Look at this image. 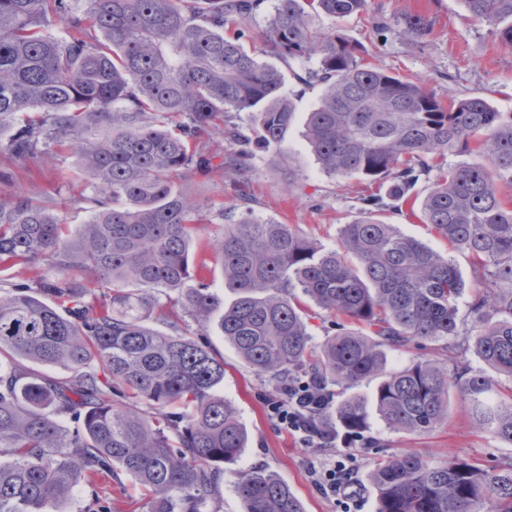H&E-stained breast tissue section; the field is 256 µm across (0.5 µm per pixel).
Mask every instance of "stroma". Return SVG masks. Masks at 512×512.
I'll use <instances>...</instances> for the list:
<instances>
[{
    "label": "stroma",
    "mask_w": 512,
    "mask_h": 512,
    "mask_svg": "<svg viewBox=\"0 0 512 512\" xmlns=\"http://www.w3.org/2000/svg\"><path fill=\"white\" fill-rule=\"evenodd\" d=\"M406 15H421L432 23L425 43L399 24ZM391 28L387 42H380L374 22ZM319 26L332 25L318 18ZM349 39L369 52L370 62L385 70L410 76L440 96H482L500 112H512V49L502 47L487 24L473 21L462 0H369L367 14L334 23ZM295 96L298 122L288 132L280 150L252 156L248 189L255 216L294 224L324 246L334 247L338 231L355 215L365 185L357 178H337L324 172L302 135V115L311 111L320 89L300 91L287 81ZM183 185L192 197L207 206L206 220L194 239V261L212 265L210 243L226 214L240 202L230 183L219 177L188 175ZM91 188L77 173L72 149H57L42 159L21 160L0 148V197L30 198L47 202L67 224L86 223L90 213L82 201ZM212 347L224 358L226 399L237 408L249 432V445L234 470L225 471L208 512H245L233 489L234 471L264 467L277 472L302 500L305 512H376L377 501L369 475L375 464L389 457L415 452L439 465L458 456L488 468L512 457L503 447L475 429L459 400H452L447 424L423 434L393 432L380 421L371 425L368 446L335 441L328 446L305 445L277 426L268 405L276 394L264 377L241 363L218 330H211ZM351 457L344 479L345 492L337 497L323 493L314 469L333 463L341 453Z\"/></svg>",
    "instance_id": "1"
}]
</instances>
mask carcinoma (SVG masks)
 <instances>
[{
    "label": "carcinoma",
    "mask_w": 512,
    "mask_h": 512,
    "mask_svg": "<svg viewBox=\"0 0 512 512\" xmlns=\"http://www.w3.org/2000/svg\"><path fill=\"white\" fill-rule=\"evenodd\" d=\"M86 2L81 13L73 0H0V146L26 160L69 142L92 188L90 219L74 230L47 206L0 198V273L46 261L0 288V512H60L76 486L120 473L149 512H205L248 441L220 393L213 323L278 393L378 381L370 400L328 397L313 417L327 439L365 444L374 416L391 431L429 432L448 421L454 392L478 430L512 447V200L499 191L512 185V112L484 98L445 102L314 24L361 16L368 0H275L259 51L248 23L265 0ZM463 2L512 49V0ZM400 24L420 41L432 30L423 16ZM285 68L322 88L305 118L322 169L375 190L334 248L250 209L224 225L212 249L226 304L191 263L205 205L180 181L196 170L248 184L247 159L281 148L296 121ZM221 123L228 148L210 156ZM450 153L473 159L447 168ZM407 207L471 257L483 289L470 321L454 258L386 221ZM91 279L103 292L90 301ZM154 312L170 331L147 322ZM321 312L342 323L315 345ZM426 342L439 359L389 366L387 350ZM464 345L482 368L462 365ZM52 366L68 375L41 371ZM370 480L377 512H512V460L487 470L406 454ZM234 491L245 512H303L269 469L235 473Z\"/></svg>",
    "instance_id": "obj_1"
}]
</instances>
